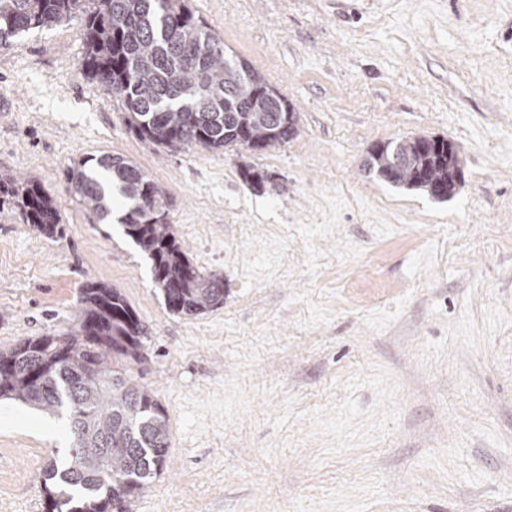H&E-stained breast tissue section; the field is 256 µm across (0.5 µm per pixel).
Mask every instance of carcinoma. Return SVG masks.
I'll return each mask as SVG.
<instances>
[{"label": "carcinoma", "instance_id": "cac0c4a2", "mask_svg": "<svg viewBox=\"0 0 512 512\" xmlns=\"http://www.w3.org/2000/svg\"><path fill=\"white\" fill-rule=\"evenodd\" d=\"M68 20L85 44L80 73L122 107L124 124L143 140L172 150L238 146L259 150L297 134L298 117L269 82L224 45L186 0H0V45ZM423 136L373 149L365 171L440 201L454 197L448 161L422 152ZM73 170L68 191L110 217L114 196L127 204L120 224L151 261L168 309L195 317L224 304V279L187 258L168 219L169 192L133 161L103 154ZM240 174L260 188L267 174ZM47 239L62 236L59 204L34 179L0 173V204ZM145 325L115 288L89 285L76 326L0 350V399L65 420L71 444L43 473L46 512H129L168 466L167 414L152 388L138 382Z\"/></svg>", "mask_w": 512, "mask_h": 512}]
</instances>
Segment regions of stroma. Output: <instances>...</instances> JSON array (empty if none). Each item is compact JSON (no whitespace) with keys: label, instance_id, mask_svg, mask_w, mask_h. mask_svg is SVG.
Wrapping results in <instances>:
<instances>
[{"label":"stroma","instance_id":"stroma-1","mask_svg":"<svg viewBox=\"0 0 512 512\" xmlns=\"http://www.w3.org/2000/svg\"><path fill=\"white\" fill-rule=\"evenodd\" d=\"M190 3L291 102L297 136L173 152L80 75L74 24L0 45V172L40 181L64 229L0 207V349L72 329L87 285L126 297L171 434L131 512H512V0ZM419 134L459 149L451 200L363 171L375 144ZM103 154L169 189L223 306L170 312L120 224L68 194ZM70 439L0 400V512H45Z\"/></svg>","mask_w":512,"mask_h":512}]
</instances>
